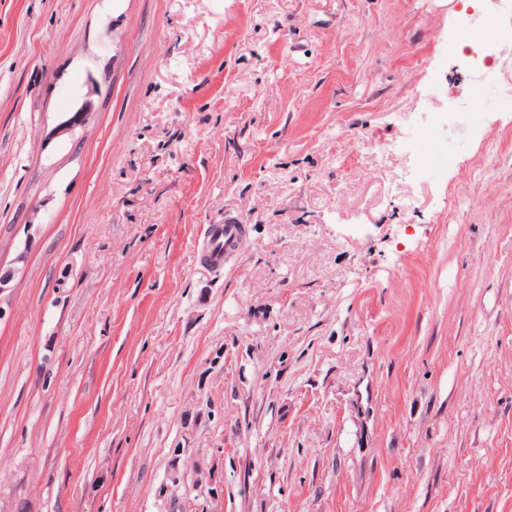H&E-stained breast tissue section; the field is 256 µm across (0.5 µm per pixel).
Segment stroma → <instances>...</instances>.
Instances as JSON below:
<instances>
[{
	"label": "stroma",
	"mask_w": 512,
	"mask_h": 512,
	"mask_svg": "<svg viewBox=\"0 0 512 512\" xmlns=\"http://www.w3.org/2000/svg\"><path fill=\"white\" fill-rule=\"evenodd\" d=\"M465 4L0 0V501L512 512V68ZM246 233V224H241L232 216L224 217V224L208 225L200 250V260L214 267L223 266L225 259L241 250Z\"/></svg>",
	"instance_id": "obj_1"
}]
</instances>
